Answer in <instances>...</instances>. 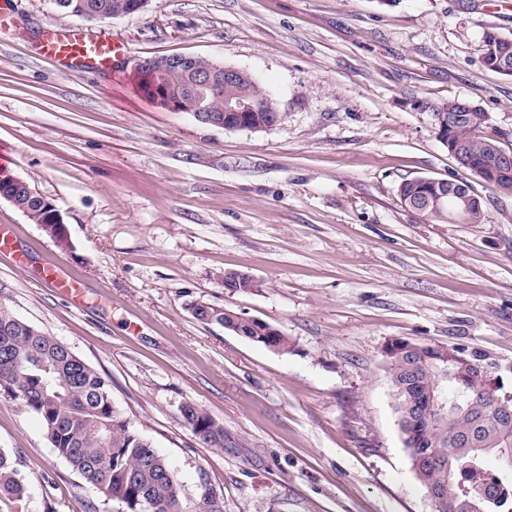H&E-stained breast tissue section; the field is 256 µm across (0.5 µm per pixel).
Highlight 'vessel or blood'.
I'll return each mask as SVG.
<instances>
[{
  "instance_id": "obj_1",
  "label": "vessel or blood",
  "mask_w": 512,
  "mask_h": 512,
  "mask_svg": "<svg viewBox=\"0 0 512 512\" xmlns=\"http://www.w3.org/2000/svg\"><path fill=\"white\" fill-rule=\"evenodd\" d=\"M37 53L71 69L108 70L123 61L128 50L106 32L69 27L46 30L37 45ZM36 276L72 305L81 304L85 286L63 263H45L37 269Z\"/></svg>"
}]
</instances>
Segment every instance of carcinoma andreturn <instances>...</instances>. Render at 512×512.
<instances>
[{
    "label": "carcinoma",
    "mask_w": 512,
    "mask_h": 512,
    "mask_svg": "<svg viewBox=\"0 0 512 512\" xmlns=\"http://www.w3.org/2000/svg\"><path fill=\"white\" fill-rule=\"evenodd\" d=\"M55 7L70 16L89 22H105L132 10L133 0H53ZM485 66L503 76L512 77V67L503 69L499 61H512V36L494 28L483 36ZM213 65L203 56H189L167 74V88L174 95L200 101L202 111L218 112L228 97H254L264 103L262 116L273 123L277 101L264 94L256 84L224 85L219 76L211 87H200L193 73ZM433 113L463 112L466 120L448 130V138L461 142L470 153L473 170L482 173V161L491 152H501L498 141L478 135L486 128V112L477 105L459 99L431 106ZM4 183L15 184L13 198L17 208L27 212L33 224L47 225L48 233L61 249L69 247L62 228L54 224L51 212L39 198L29 194L13 176ZM434 192V187L418 179H405L398 186L400 200L412 205ZM453 196L443 207L421 212L427 220L448 223L454 210ZM192 316L204 324H234L233 311L211 303L190 306ZM238 335L286 353L290 342L278 328L261 320L239 326ZM428 344L399 339L384 349V360L393 390L400 426L405 428L419 414L421 438L417 447L404 440L414 473L427 489L439 493L435 512H448V504L464 496L474 479L488 480L501 487L502 502L487 507V512H512L511 485L502 474L488 473V458H496L512 471V402L500 406L487 395L474 400L470 394L487 388V377L463 374L448 376V364L432 359ZM448 391V416L439 414L426 395ZM0 394L22 402L41 421L51 447L86 482L107 499L115 500L123 512H224V494L203 477L196 494L186 496L168 460L126 417L112 400L111 381L76 356L54 337L0 308ZM182 414L198 438L213 447H224V427L202 409L185 405ZM423 454L435 458L437 466L417 469ZM27 487L19 477L10 454L0 449V498L22 500Z\"/></svg>",
    "instance_id": "1"
}]
</instances>
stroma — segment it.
Wrapping results in <instances>:
<instances>
[{
	"label": "stroma",
	"mask_w": 512,
	"mask_h": 512,
	"mask_svg": "<svg viewBox=\"0 0 512 512\" xmlns=\"http://www.w3.org/2000/svg\"><path fill=\"white\" fill-rule=\"evenodd\" d=\"M74 22L52 0L0 12V172L56 206L73 246L0 199L24 256L0 254V307L106 375L184 492L206 478L224 512H434L382 350L475 348L512 393V193L471 177L485 223L435 224L397 188L460 173L433 103L480 106L512 153V78L482 42L512 35V0H152L105 22L129 48L109 73L34 52ZM169 54L250 72L280 122L225 130L157 106L132 69ZM49 259L84 282L83 306L37 280ZM228 268L256 289L227 291ZM193 300L270 323L290 350L200 323ZM187 403L223 424V447L193 433ZM0 448L28 488L0 512H121L3 395ZM485 66L498 74L512 77V67L502 69L499 61L508 57L512 66V36H507L494 28L487 30L483 36Z\"/></svg>",
	"instance_id": "stroma-1"
}]
</instances>
